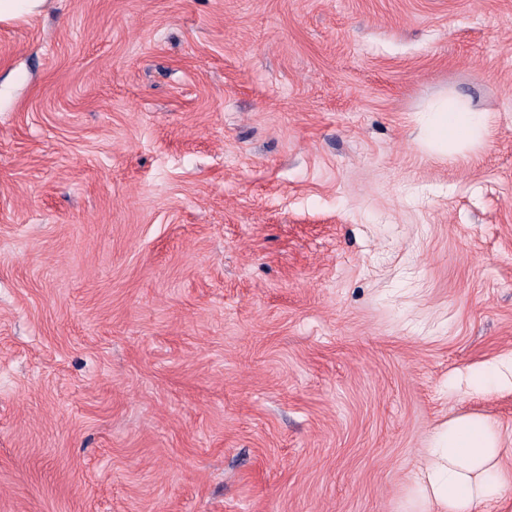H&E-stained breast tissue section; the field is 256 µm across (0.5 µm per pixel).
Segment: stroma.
Instances as JSON below:
<instances>
[{"label": "stroma", "instance_id": "stroma-1", "mask_svg": "<svg viewBox=\"0 0 512 512\" xmlns=\"http://www.w3.org/2000/svg\"><path fill=\"white\" fill-rule=\"evenodd\" d=\"M511 356L512 0L0 23V512H443L450 420L512 477ZM487 125L486 115L469 109L459 97L435 104L427 114V146L437 152H462L480 143ZM468 385L473 391L484 390L490 385L512 387V360H501L489 367L472 372Z\"/></svg>", "mask_w": 512, "mask_h": 512}]
</instances>
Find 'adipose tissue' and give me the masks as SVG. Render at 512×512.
Wrapping results in <instances>:
<instances>
[{
    "label": "adipose tissue",
    "instance_id": "obj_1",
    "mask_svg": "<svg viewBox=\"0 0 512 512\" xmlns=\"http://www.w3.org/2000/svg\"><path fill=\"white\" fill-rule=\"evenodd\" d=\"M487 125L484 113L469 109L461 98L435 104L427 114V146L437 152H462L480 143ZM500 436L480 417L462 416L448 425L441 446L428 449L425 479L448 512H471L476 501L502 491L490 467L502 454Z\"/></svg>",
    "mask_w": 512,
    "mask_h": 512
}]
</instances>
